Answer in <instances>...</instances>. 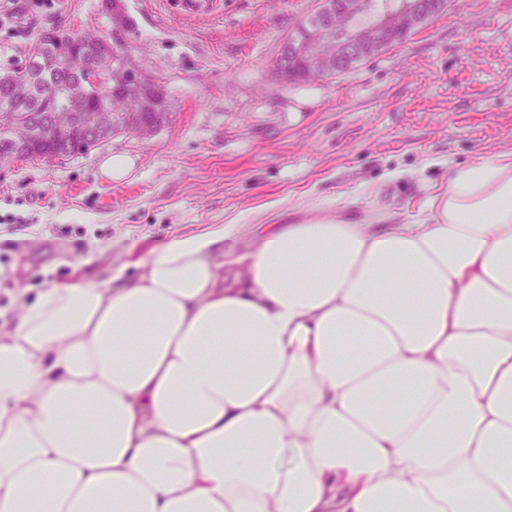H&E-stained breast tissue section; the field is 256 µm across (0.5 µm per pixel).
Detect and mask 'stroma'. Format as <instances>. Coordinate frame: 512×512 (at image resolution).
I'll list each match as a JSON object with an SVG mask.
<instances>
[{"instance_id":"stroma-1","label":"stroma","mask_w":512,"mask_h":512,"mask_svg":"<svg viewBox=\"0 0 512 512\" xmlns=\"http://www.w3.org/2000/svg\"><path fill=\"white\" fill-rule=\"evenodd\" d=\"M130 45L164 82L166 124L69 160L0 168V307L52 281L96 280L174 239L238 224L243 252L298 204L411 218L449 168L512 150V0H450L402 45L333 79L293 85L271 64L315 0H223L200 21L124 0ZM108 33L103 0H9L0 68L51 27ZM112 154L122 179L101 168ZM401 171V179L385 176Z\"/></svg>"}]
</instances>
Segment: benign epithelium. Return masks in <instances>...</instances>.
Here are the masks:
<instances>
[{
    "mask_svg": "<svg viewBox=\"0 0 512 512\" xmlns=\"http://www.w3.org/2000/svg\"><path fill=\"white\" fill-rule=\"evenodd\" d=\"M104 4L112 17L110 40L97 36L83 41L84 48L76 50L67 31L45 32L55 50L40 63L61 77L49 93L63 101L62 108L49 115L32 112L21 121L12 108L30 98L29 82L13 83L0 94L4 97L0 117L10 118L8 135L0 147V167L24 161L42 141L54 142L58 156L64 157L70 154L75 135L101 145L119 132L150 136L166 123L169 102L165 85L128 48L131 19L124 0H104ZM447 7L448 0H398L383 12L382 22L362 26L357 20L377 8L375 0H317L312 18L281 44L273 59V73L286 82L295 78L318 81L344 73L357 61L388 50L403 34L422 27ZM334 30L339 40L336 54L330 55L324 52L323 44ZM103 84L127 102L116 126L101 121L103 107H87Z\"/></svg>",
    "mask_w": 512,
    "mask_h": 512,
    "instance_id": "obj_1",
    "label": "benign epithelium"
}]
</instances>
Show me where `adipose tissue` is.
Returning a JSON list of instances; mask_svg holds the SVG:
<instances>
[{"mask_svg": "<svg viewBox=\"0 0 512 512\" xmlns=\"http://www.w3.org/2000/svg\"><path fill=\"white\" fill-rule=\"evenodd\" d=\"M0 311V512H512V151Z\"/></svg>", "mask_w": 512, "mask_h": 512, "instance_id": "ef3b65f1", "label": "adipose tissue"}]
</instances>
